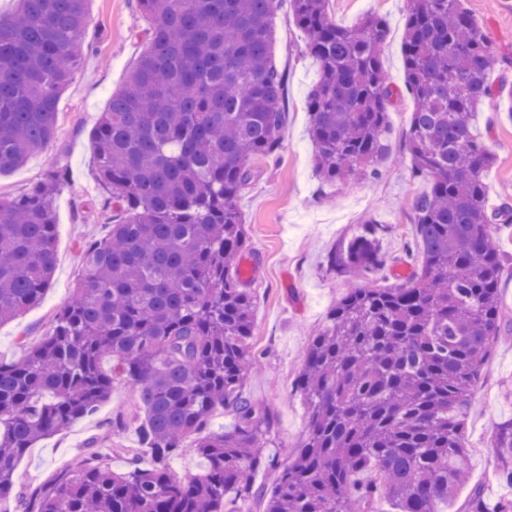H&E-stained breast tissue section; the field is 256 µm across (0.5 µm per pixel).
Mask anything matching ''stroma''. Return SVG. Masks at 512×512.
I'll list each match as a JSON object with an SVG mask.
<instances>
[{
	"label": "stroma",
	"instance_id": "obj_1",
	"mask_svg": "<svg viewBox=\"0 0 512 512\" xmlns=\"http://www.w3.org/2000/svg\"><path fill=\"white\" fill-rule=\"evenodd\" d=\"M464 5L500 56L493 74L499 95L494 107L482 113L480 126L486 129V142L495 155L485 177L488 199L494 205L512 202V0H465ZM328 9L337 24L346 27L371 13L386 18L390 34L382 46L383 67L392 84L403 85L406 0H328ZM87 13L90 49L60 96L55 139L33 152L26 165L0 176V200L6 202L49 172L69 173L56 200L58 262L52 284L38 305L0 325L1 358L22 356L21 336L35 341L49 331L81 273L84 243L102 238L112 222V211L104 207L98 185L91 134L112 93L144 52L142 33L151 22L138 13L135 0H88ZM273 21V58L287 75L288 123L278 154L252 162L255 178L241 201L249 245L239 258L238 270L256 303L249 355L259 370L244 391L271 408L270 447L284 460L295 451L307 427L308 408L293 383L309 340L356 282L353 275L328 266V253L340 249L365 220L373 218L387 228L381 239L383 251L401 254L410 236L412 203L427 192L429 183L413 177L404 147L413 111V101L406 96L390 113L392 152L381 177L335 187L319 196L321 182L306 101L320 78V67L287 7L277 9ZM492 230L506 261L501 301L509 316L472 398L466 424L469 484L459 490L450 512H459L474 486L481 487L492 502L512 498V486L497 477L492 446L494 425L512 419V226L496 224ZM142 416L136 390L115 381L111 399L95 414L38 441L18 460L17 490L27 493L49 482L73 468L91 448L114 470H126L132 455L141 450L137 426Z\"/></svg>",
	"mask_w": 512,
	"mask_h": 512
}]
</instances>
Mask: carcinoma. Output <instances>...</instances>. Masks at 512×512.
<instances>
[{"instance_id": "cac0c4a2", "label": "carcinoma", "mask_w": 512, "mask_h": 512, "mask_svg": "<svg viewBox=\"0 0 512 512\" xmlns=\"http://www.w3.org/2000/svg\"><path fill=\"white\" fill-rule=\"evenodd\" d=\"M274 0H137L147 48L92 132L112 229L84 248L83 270L50 331L19 361L0 359V501L22 512H442L467 479L465 421L502 320L504 258L487 206L495 155L476 121L497 91L496 47L463 0H407L404 88L382 67L386 19L336 24L328 0H289L321 77L307 97L322 184L376 179L390 154L389 108L408 94L405 146L430 191L412 204L405 255L418 270L356 287L310 340L297 388L308 405L294 458L269 452L268 407L244 395L254 297L233 259L247 238L238 206L251 162L278 153L286 75L273 63ZM87 0H17L0 17V175L57 133L59 98L87 45ZM53 171L0 203V324L38 304L56 268ZM371 219L329 264L365 279L393 263ZM112 361V371L102 368ZM121 379L138 392L151 461L115 472L92 453L48 491H16L23 453L93 415ZM235 419L211 431L216 408ZM498 476L512 485V421L493 428ZM206 461L190 479L167 459ZM277 472L266 490L253 475ZM371 471L360 484L355 475ZM234 497H226L227 492ZM465 512H512L473 488Z\"/></svg>"}]
</instances>
